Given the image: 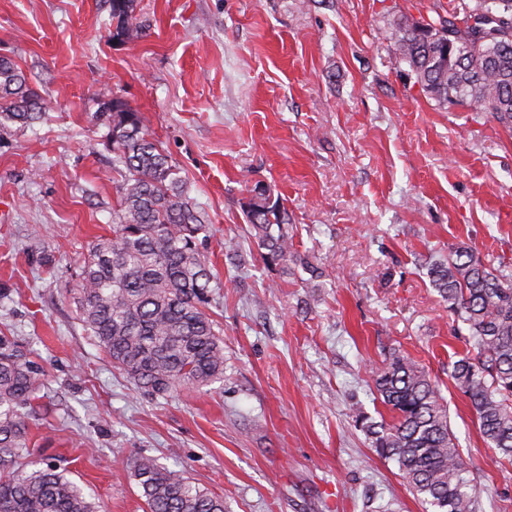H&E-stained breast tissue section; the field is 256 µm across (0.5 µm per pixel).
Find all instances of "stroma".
Returning <instances> with one entry per match:
<instances>
[{
    "mask_svg": "<svg viewBox=\"0 0 512 512\" xmlns=\"http://www.w3.org/2000/svg\"><path fill=\"white\" fill-rule=\"evenodd\" d=\"M448 0H0V57L44 96L42 122L0 125V335L44 374L29 445L63 460L105 512H143L134 456L224 512H432L349 412L390 421L368 377L391 349L436 381L478 512H512V462L483 440L448 364L469 349L429 276L457 247L512 268V133L440 106L397 62L393 16ZM140 112L213 226L209 313L224 378L151 396L78 317L75 272L108 234L121 176L94 113ZM265 186L300 262L267 264L247 204ZM112 9V21L115 20V32L113 37H121L137 27L136 1L135 0H110Z\"/></svg>",
    "mask_w": 512,
    "mask_h": 512,
    "instance_id": "obj_1",
    "label": "stroma"
}]
</instances>
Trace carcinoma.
<instances>
[{
  "label": "carcinoma",
  "instance_id": "obj_1",
  "mask_svg": "<svg viewBox=\"0 0 512 512\" xmlns=\"http://www.w3.org/2000/svg\"><path fill=\"white\" fill-rule=\"evenodd\" d=\"M113 36L137 27L136 0H110ZM392 51L441 106L489 112L512 131V0H448L420 28L406 16L386 31ZM109 128L122 177L112 234L97 238L78 267L79 320L112 366L147 394L201 388L224 377V346L206 312L213 275L200 250L212 233L184 180L139 112L120 97L96 111ZM42 96L0 58V124L44 118ZM247 216L264 259L294 256L280 205L254 188ZM448 311L467 327L475 355L450 364L488 446L512 461V270L486 265L470 247L431 265ZM43 373L12 336H0V512H102L58 465L27 446L28 419ZM371 382L393 413L389 423L355 414L377 455L394 461L410 492L435 512H476L439 389L425 369L394 350ZM146 512H224V499L148 456L131 462Z\"/></svg>",
  "mask_w": 512,
  "mask_h": 512
}]
</instances>
